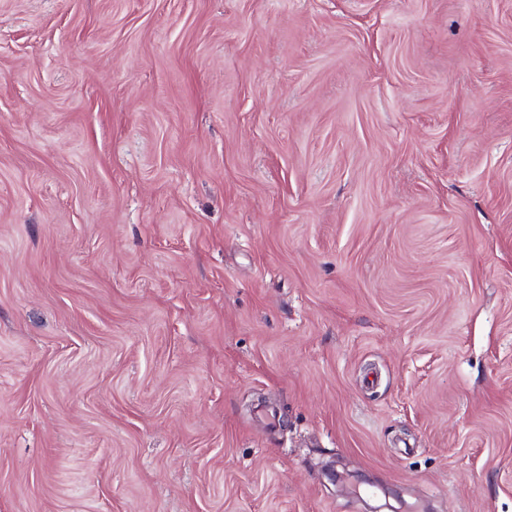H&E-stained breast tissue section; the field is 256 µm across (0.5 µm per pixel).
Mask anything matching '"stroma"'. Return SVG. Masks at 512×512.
Segmentation results:
<instances>
[{"instance_id": "stroma-1", "label": "stroma", "mask_w": 512, "mask_h": 512, "mask_svg": "<svg viewBox=\"0 0 512 512\" xmlns=\"http://www.w3.org/2000/svg\"><path fill=\"white\" fill-rule=\"evenodd\" d=\"M512 512V0H0V512Z\"/></svg>"}]
</instances>
